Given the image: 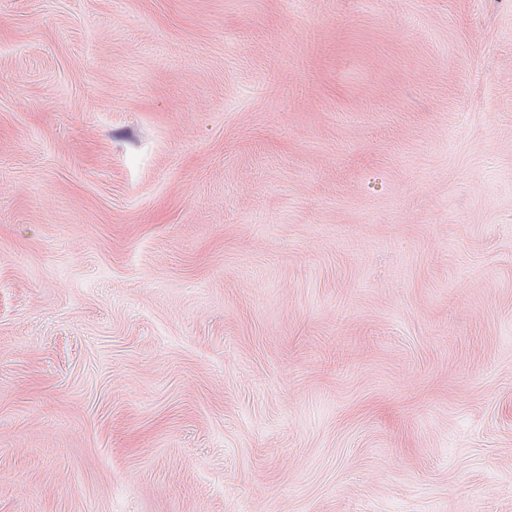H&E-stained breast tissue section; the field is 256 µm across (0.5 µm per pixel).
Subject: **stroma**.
Returning a JSON list of instances; mask_svg holds the SVG:
<instances>
[{
    "label": "stroma",
    "instance_id": "obj_1",
    "mask_svg": "<svg viewBox=\"0 0 512 512\" xmlns=\"http://www.w3.org/2000/svg\"><path fill=\"white\" fill-rule=\"evenodd\" d=\"M0 512H512V0H0Z\"/></svg>",
    "mask_w": 512,
    "mask_h": 512
}]
</instances>
